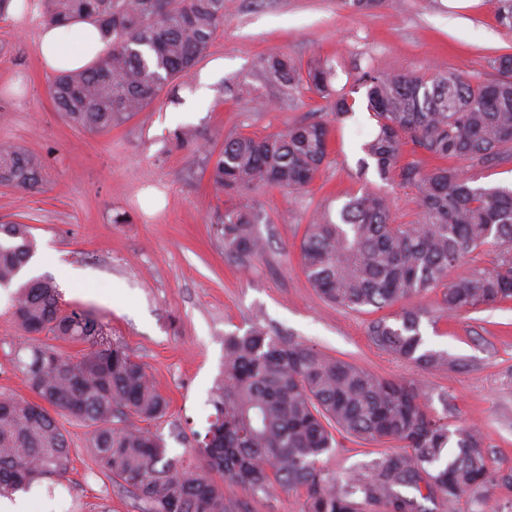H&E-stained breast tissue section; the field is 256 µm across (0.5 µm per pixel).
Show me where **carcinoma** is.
Wrapping results in <instances>:
<instances>
[{
	"label": "carcinoma",
	"instance_id": "carcinoma-1",
	"mask_svg": "<svg viewBox=\"0 0 512 512\" xmlns=\"http://www.w3.org/2000/svg\"><path fill=\"white\" fill-rule=\"evenodd\" d=\"M44 22L68 27L90 17L108 50L85 70L56 75L51 98L65 119L101 134L129 121L188 76L206 57L224 24V0H40ZM258 70L286 88L305 86L331 103L332 119L292 125L262 137L229 135L211 167V180L231 200L218 224L224 250L241 258L266 250L246 203L262 187L288 193L316 177L330 151V121L352 111L333 89L332 66L321 58L303 67L282 53L262 56ZM498 78L471 82L456 74L430 79L366 69L367 110L377 122L362 147L361 165L374 162L384 181L416 190L419 218L398 224L391 199L364 191L336 211L316 209L300 245L299 262L313 288L338 307L399 306L369 324L380 350L425 368L453 365L426 348L421 311L412 300L443 289L450 312L512 300V187L475 186L450 161L512 160V54L491 60ZM440 165L401 163L405 147ZM46 159L24 146L0 148V185L39 188ZM34 253L30 226L0 224V284L8 285ZM489 256L484 265L473 256ZM12 315L27 336L14 366L38 401L0 393V496L28 492L68 472L70 443L58 417L91 428L87 448L98 466L131 487L142 512H234L219 472L251 495L273 487L300 491L304 512H429L401 489L425 486L456 500L484 483L489 458L477 431L434 415L414 383L272 336L260 326L224 337V376L214 387L215 409L197 447L172 455L163 438L128 422H156L166 399L143 364L112 341L107 324L82 308H66L52 277L18 285ZM84 346L62 354L41 335ZM401 451L366 463L344 480L322 465L336 435ZM456 449H451V445ZM198 455L207 469L193 460Z\"/></svg>",
	"mask_w": 512,
	"mask_h": 512
}]
</instances>
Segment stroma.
Wrapping results in <instances>:
<instances>
[{
    "label": "stroma",
    "mask_w": 512,
    "mask_h": 512,
    "mask_svg": "<svg viewBox=\"0 0 512 512\" xmlns=\"http://www.w3.org/2000/svg\"><path fill=\"white\" fill-rule=\"evenodd\" d=\"M498 0H383L365 13L343 0H225L224 24L205 59L144 112L102 134L71 126L54 106V78L37 51L40 14L0 21V146L22 145L46 159L41 188L0 185V224H29L39 274L55 278L66 305L93 311L113 341L144 364L168 411L152 423L169 452L195 447L215 409L210 391L224 365V338L261 325L271 335L391 379L415 381L421 396L450 425L480 431L493 470L512 473V301L449 315L441 289L416 298L430 348L447 352L452 368L424 369L379 349L367 336L370 313L336 307L311 288L299 265L309 217L338 208L363 190L386 193L400 221L415 218V192L374 170H361L360 147L376 121L358 88L360 70L431 77L450 71L493 78L489 57L512 54V35L496 20ZM281 52L305 64L331 59L334 89L353 99V113L332 127V151L314 182L289 195L263 188L256 230L262 256L241 259L224 250L216 231L225 196L216 190L205 154L177 145L173 132L190 124L219 151L225 136H263L326 116V99L267 80L255 63ZM234 95H220L223 81ZM120 303H113V294ZM12 289L0 288V392L31 397L13 359L24 340L9 315ZM70 470L61 483L42 482L23 498L43 512L47 497L60 512H140L137 499L105 475L86 444L88 427L63 420ZM396 443L364 445L340 439L324 456L339 476L396 451ZM237 512H304V498L277 491L253 497L220 477ZM430 512H512V487H477Z\"/></svg>",
    "instance_id": "stroma-1"
}]
</instances>
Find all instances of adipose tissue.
Here are the masks:
<instances>
[{"mask_svg": "<svg viewBox=\"0 0 512 512\" xmlns=\"http://www.w3.org/2000/svg\"><path fill=\"white\" fill-rule=\"evenodd\" d=\"M78 34L75 41L65 42L63 29L43 26L37 39V50L45 69L61 71L89 67L95 58L107 49L97 24L91 20L75 22Z\"/></svg>", "mask_w": 512, "mask_h": 512, "instance_id": "ef3b65f1", "label": "adipose tissue"}]
</instances>
